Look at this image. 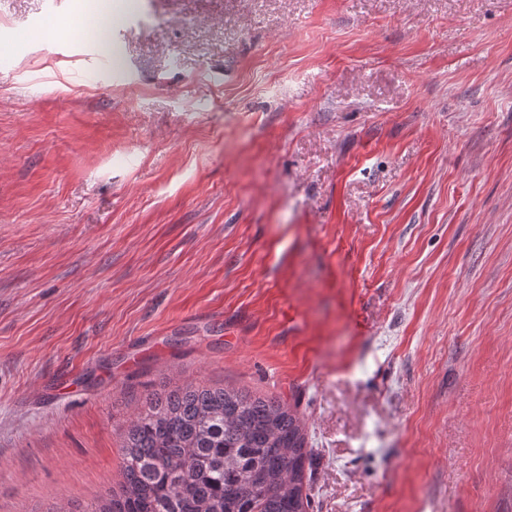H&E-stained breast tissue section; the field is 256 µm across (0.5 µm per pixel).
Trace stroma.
I'll return each instance as SVG.
<instances>
[{
  "label": "stroma",
  "mask_w": 512,
  "mask_h": 512,
  "mask_svg": "<svg viewBox=\"0 0 512 512\" xmlns=\"http://www.w3.org/2000/svg\"><path fill=\"white\" fill-rule=\"evenodd\" d=\"M191 382L313 512H512V0H0V512Z\"/></svg>",
  "instance_id": "stroma-1"
}]
</instances>
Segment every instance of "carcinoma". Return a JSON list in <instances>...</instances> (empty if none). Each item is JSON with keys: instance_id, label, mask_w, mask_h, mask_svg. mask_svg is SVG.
I'll list each match as a JSON object with an SVG mask.
<instances>
[{"instance_id": "cac0c4a2", "label": "carcinoma", "mask_w": 512, "mask_h": 512, "mask_svg": "<svg viewBox=\"0 0 512 512\" xmlns=\"http://www.w3.org/2000/svg\"><path fill=\"white\" fill-rule=\"evenodd\" d=\"M118 490L63 512H307L298 406L189 383L155 392L123 429Z\"/></svg>"}]
</instances>
